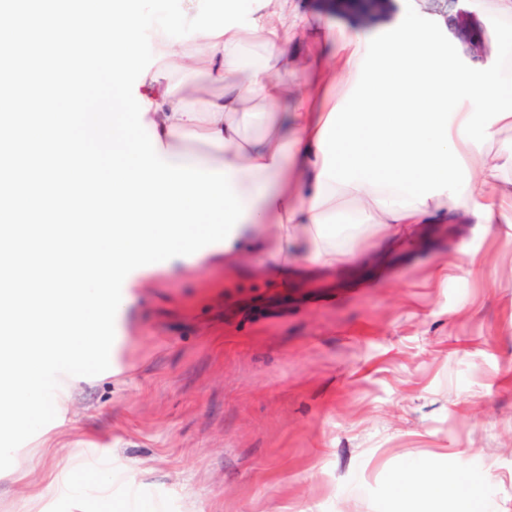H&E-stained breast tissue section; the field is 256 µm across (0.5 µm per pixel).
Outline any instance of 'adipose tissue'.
I'll use <instances>...</instances> for the list:
<instances>
[{
  "label": "adipose tissue",
  "mask_w": 512,
  "mask_h": 512,
  "mask_svg": "<svg viewBox=\"0 0 512 512\" xmlns=\"http://www.w3.org/2000/svg\"><path fill=\"white\" fill-rule=\"evenodd\" d=\"M181 2L178 22L203 53L183 56L156 31L160 59L139 93L163 160L208 169L179 148L185 138H201L247 208L229 245L202 259L265 249L277 258L289 245L333 266L352 257L336 245L341 229L353 239L367 227L377 237L404 238L451 209L472 224H512V179L501 177L499 158L475 146L512 128V82L502 72L449 64L433 28L411 14L371 41L348 26L318 27L299 8L283 11L279 0H250L243 22L237 0ZM299 30L334 39L336 52L310 60L302 89L294 90L278 74L294 62L288 41ZM254 44L262 54L250 61L245 50ZM202 68L223 80L224 93L198 108L168 73ZM247 123L272 132L245 139ZM465 170L475 179L460 182ZM391 488L398 512L448 494L427 471L399 472Z\"/></svg>",
  "instance_id": "adipose-tissue-1"
}]
</instances>
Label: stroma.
Returning <instances> with one entry per match:
<instances>
[{
	"instance_id": "stroma-1",
	"label": "stroma",
	"mask_w": 512,
	"mask_h": 512,
	"mask_svg": "<svg viewBox=\"0 0 512 512\" xmlns=\"http://www.w3.org/2000/svg\"><path fill=\"white\" fill-rule=\"evenodd\" d=\"M298 2L371 41L415 13L477 72L512 44L490 0L443 22L416 0ZM350 246L331 268L258 252L134 289L121 373L23 444L0 512H394L392 476L430 463L449 494L425 512H512V224L451 212Z\"/></svg>"
}]
</instances>
